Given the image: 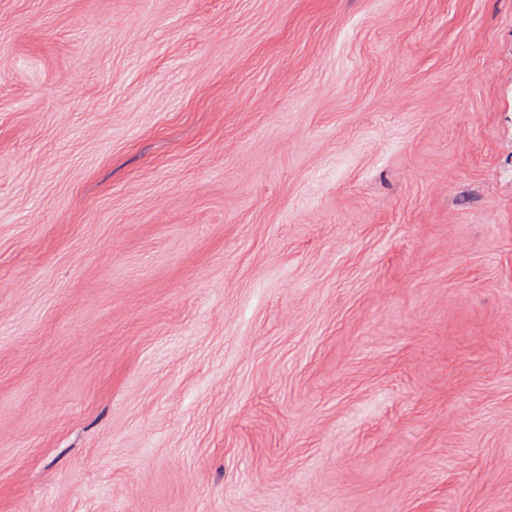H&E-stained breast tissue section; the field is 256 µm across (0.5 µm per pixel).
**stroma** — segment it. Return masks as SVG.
Here are the masks:
<instances>
[{
    "instance_id": "1",
    "label": "stroma",
    "mask_w": 512,
    "mask_h": 512,
    "mask_svg": "<svg viewBox=\"0 0 512 512\" xmlns=\"http://www.w3.org/2000/svg\"><path fill=\"white\" fill-rule=\"evenodd\" d=\"M0 512H512V0H0Z\"/></svg>"
}]
</instances>
